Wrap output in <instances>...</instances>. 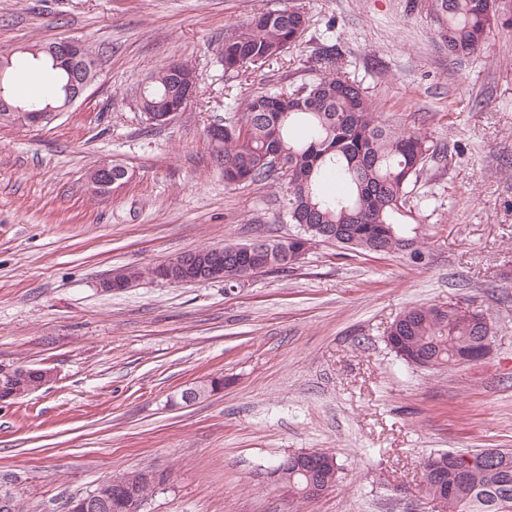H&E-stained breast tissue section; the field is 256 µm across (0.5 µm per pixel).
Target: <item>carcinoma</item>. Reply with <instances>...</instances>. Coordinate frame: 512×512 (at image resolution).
<instances>
[{
  "mask_svg": "<svg viewBox=\"0 0 512 512\" xmlns=\"http://www.w3.org/2000/svg\"><path fill=\"white\" fill-rule=\"evenodd\" d=\"M433 10L440 37L457 57L481 51L501 20L500 8L490 0H434ZM308 27L307 15L293 7L254 13L224 36V71L278 62L297 46ZM315 60L328 74L256 94L225 89L224 135L212 146L224 161V184L286 182L288 223L303 230L287 239L241 244L243 255L224 264L226 287L258 273L290 268L288 255L300 251L305 242L331 240L361 254L408 249L413 260L425 259L426 246L417 241L414 225L426 223L443 203L436 193L419 188L430 181L431 165L444 157L445 147L419 129L391 124L378 111L369 88L352 78L330 38L319 43ZM37 65L50 71L53 81L38 96L19 95L16 74ZM67 81L45 54L18 53L5 73L3 96L24 109L58 107L64 104ZM182 104L168 65L143 79L137 100L142 114ZM276 152L285 154V164L277 168L271 164ZM158 268H125L122 280L132 288L144 278L156 279ZM480 334L478 326L461 325L446 310L421 305L404 310L393 321L386 345L408 365L425 358L424 368L437 370L469 355ZM470 457L475 459L471 471L459 481L448 480L446 487L438 484L434 472L422 469V491L440 500L439 512H512V449L484 450ZM319 461L311 466L294 452L281 457L268 468L272 486L288 490L292 504L312 499L306 493L312 483L329 491L341 465L332 453L320 455ZM126 480L123 473L104 482L109 512H127ZM135 480L134 491L146 501L165 476L140 471Z\"/></svg>",
  "mask_w": 512,
  "mask_h": 512,
  "instance_id": "carcinoma-1",
  "label": "carcinoma"
}]
</instances>
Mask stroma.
<instances>
[{
    "mask_svg": "<svg viewBox=\"0 0 512 512\" xmlns=\"http://www.w3.org/2000/svg\"><path fill=\"white\" fill-rule=\"evenodd\" d=\"M432 3L0 0V54L71 37L97 58L84 99L52 123H0V363L56 373L0 406V485L28 512H64L68 495L135 470L167 476L144 512H432L418 489L426 457L512 449V25L456 57ZM286 6L309 27L285 63L224 72L225 33ZM331 18L381 112L448 147L431 181L445 214L419 227L424 263L326 241L231 290L145 280L102 292L116 268L298 234L280 189L225 186L205 129L224 117L225 86L312 78ZM172 60L195 68L200 93L152 126L136 88ZM104 161L130 178L95 196L86 175ZM450 303L492 314L486 358L429 372L389 351L404 309ZM215 376L222 392L171 406ZM302 448L335 453L342 470L292 506L262 474Z\"/></svg>",
    "mask_w": 512,
    "mask_h": 512,
    "instance_id": "35a3bbf8",
    "label": "stroma"
}]
</instances>
